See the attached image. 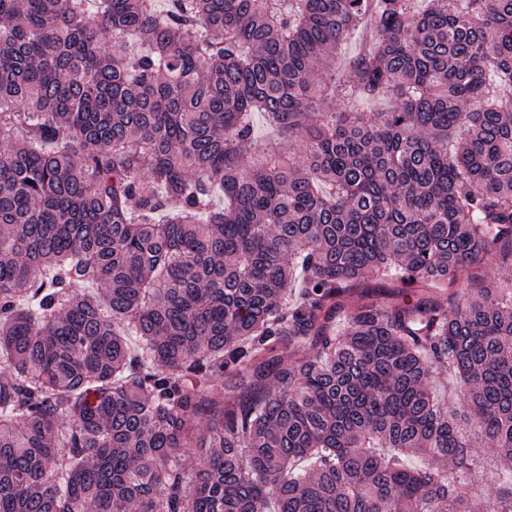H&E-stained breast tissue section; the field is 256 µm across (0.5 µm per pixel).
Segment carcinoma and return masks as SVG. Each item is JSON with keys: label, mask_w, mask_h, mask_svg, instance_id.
<instances>
[{"label": "carcinoma", "mask_w": 512, "mask_h": 512, "mask_svg": "<svg viewBox=\"0 0 512 512\" xmlns=\"http://www.w3.org/2000/svg\"><path fill=\"white\" fill-rule=\"evenodd\" d=\"M172 2L0 0V512H512V0ZM501 269V265L499 262L495 259H489L486 264L483 266L482 269V282H475V283H464L459 284V287L457 288H451L450 291H457L458 292V299L460 300V303H462L463 299L467 297V293L472 290L473 288H482L485 286H492L501 275L499 274Z\"/></svg>", "instance_id": "carcinoma-1"}]
</instances>
